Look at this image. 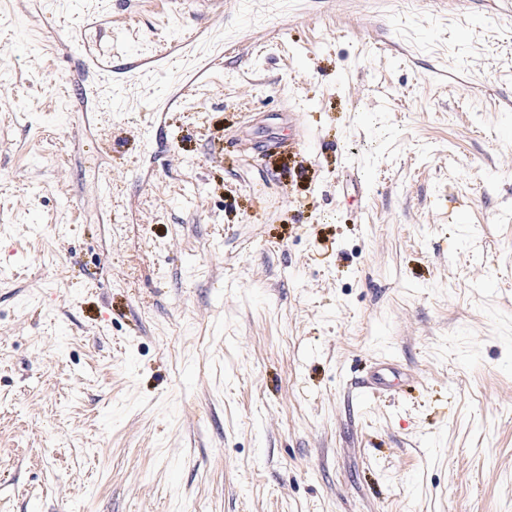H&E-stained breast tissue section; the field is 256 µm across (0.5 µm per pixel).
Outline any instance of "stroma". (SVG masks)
<instances>
[{
	"instance_id": "1",
	"label": "stroma",
	"mask_w": 512,
	"mask_h": 512,
	"mask_svg": "<svg viewBox=\"0 0 512 512\" xmlns=\"http://www.w3.org/2000/svg\"><path fill=\"white\" fill-rule=\"evenodd\" d=\"M313 11L107 155L0 0V512H512V17Z\"/></svg>"
}]
</instances>
